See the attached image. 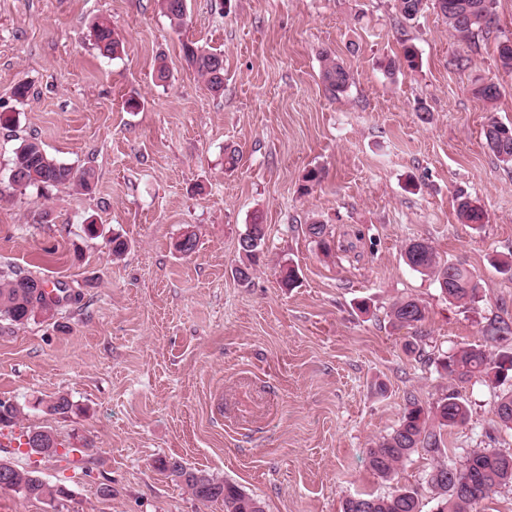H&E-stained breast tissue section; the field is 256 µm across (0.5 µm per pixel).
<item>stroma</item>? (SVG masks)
I'll return each mask as SVG.
<instances>
[{"label":"stroma","mask_w":512,"mask_h":512,"mask_svg":"<svg viewBox=\"0 0 512 512\" xmlns=\"http://www.w3.org/2000/svg\"><path fill=\"white\" fill-rule=\"evenodd\" d=\"M188 4L176 30L158 0H0V271L62 282L73 296L52 317L0 321V400L22 408L16 431L46 428L61 443L58 456L35 458L5 439L0 459L70 496L0 491V512H224L161 472L170 458L238 485L265 512H342L347 497L400 485L436 512L429 456L385 481L367 451L408 399L430 407L453 387L471 418L448 432L450 450L482 445L490 429L512 452L497 388L450 383L424 360L486 343L489 317L512 323V278L493 265L512 260V166L483 135L489 119L512 122V74L496 65L512 0H496L495 26L469 44L434 7L408 23L394 0ZM102 18L123 43L113 58L91 36ZM405 39L419 67L385 76L380 61ZM186 41L223 53L222 94L185 61ZM326 50L352 75L338 98L321 80ZM479 80L499 84L494 105L474 95ZM29 137L92 169L93 190L12 186L11 159ZM228 149L240 153L232 170ZM313 168L323 180L303 192ZM461 192L483 224L459 220ZM257 218L265 245L243 283L238 240ZM317 220L331 255L304 232ZM189 231L198 245L183 256L173 244ZM115 233L129 243L118 259ZM413 239L473 272L475 303H448L406 265ZM291 266L299 279L286 288ZM403 297L424 306L418 327L390 321ZM60 394L76 407L69 416L42 407Z\"/></svg>","instance_id":"obj_1"}]
</instances>
